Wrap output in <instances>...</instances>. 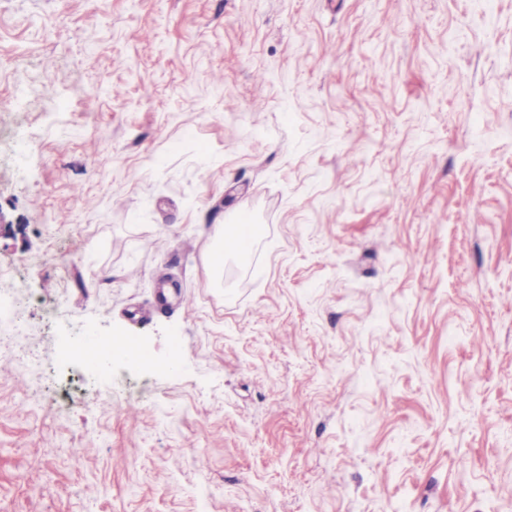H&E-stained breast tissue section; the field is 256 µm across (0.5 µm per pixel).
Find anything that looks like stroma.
<instances>
[{
    "label": "stroma",
    "instance_id": "1",
    "mask_svg": "<svg viewBox=\"0 0 512 512\" xmlns=\"http://www.w3.org/2000/svg\"><path fill=\"white\" fill-rule=\"evenodd\" d=\"M1 98L0 512H512V0H0Z\"/></svg>",
    "mask_w": 512,
    "mask_h": 512
}]
</instances>
